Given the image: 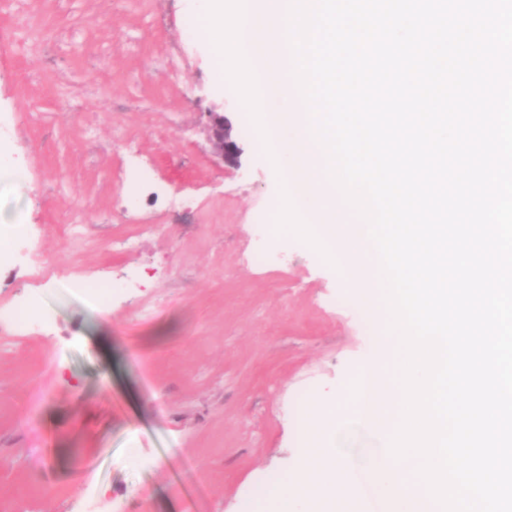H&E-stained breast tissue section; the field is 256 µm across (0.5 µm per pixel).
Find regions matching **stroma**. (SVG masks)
Wrapping results in <instances>:
<instances>
[{
	"instance_id": "stroma-1",
	"label": "stroma",
	"mask_w": 512,
	"mask_h": 512,
	"mask_svg": "<svg viewBox=\"0 0 512 512\" xmlns=\"http://www.w3.org/2000/svg\"><path fill=\"white\" fill-rule=\"evenodd\" d=\"M193 5L0 0V147L26 172L0 188L25 224L0 310L32 313L0 326V512H259L306 445L300 401L346 393L377 348L334 268L260 227L274 166L187 39ZM209 118L211 141L216 154L224 164L239 166L242 150L231 138L230 127L224 123V116L221 112H207Z\"/></svg>"
}]
</instances>
